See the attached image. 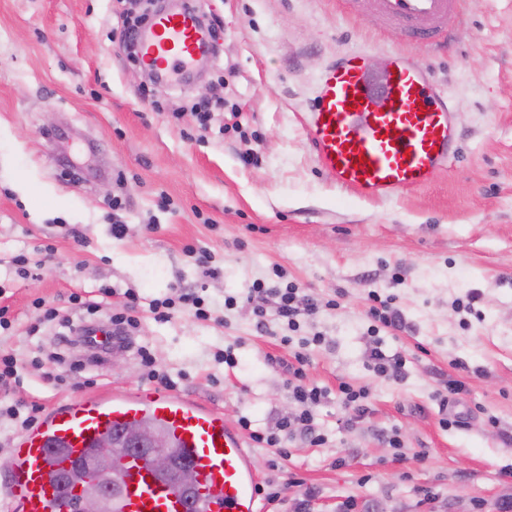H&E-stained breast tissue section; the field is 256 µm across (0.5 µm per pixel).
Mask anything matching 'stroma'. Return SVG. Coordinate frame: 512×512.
<instances>
[{"instance_id": "obj_1", "label": "stroma", "mask_w": 512, "mask_h": 512, "mask_svg": "<svg viewBox=\"0 0 512 512\" xmlns=\"http://www.w3.org/2000/svg\"><path fill=\"white\" fill-rule=\"evenodd\" d=\"M204 12L217 22L210 61L171 86L150 82L120 41L125 0H0V305L16 317L0 350L25 364L11 399L43 415L103 389H155L164 375L230 425L274 430L299 410L285 369L296 346L276 318L257 329L246 297L257 282L293 284L336 303L299 329L324 338L304 372L327 393L312 408L325 442L294 437L285 459L253 448L260 481L283 492L267 512H293L307 488L308 512H499L512 496V0H476L449 47L421 49L456 108L455 157L387 200L338 190L304 117L331 59L368 42L365 64L381 70L398 32L351 19L337 0H206ZM218 86L226 103L200 122L193 106ZM113 196L125 205L111 216ZM190 245L210 253L215 275ZM21 250L39 265L27 279L10 263ZM102 284L111 296L71 304ZM176 284L201 289L214 320L182 310L155 321L149 301ZM372 290L394 296L405 319L381 334L387 354L406 358L400 382L369 367ZM131 292L138 326L118 360L66 343L70 327L108 325ZM37 298L53 321H40ZM228 346L232 366L216 358ZM451 379L465 391L447 428ZM343 383L367 388L363 418L344 407Z\"/></svg>"}]
</instances>
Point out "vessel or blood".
I'll use <instances>...</instances> for the list:
<instances>
[{"label": "vessel or blood", "mask_w": 512, "mask_h": 512, "mask_svg": "<svg viewBox=\"0 0 512 512\" xmlns=\"http://www.w3.org/2000/svg\"><path fill=\"white\" fill-rule=\"evenodd\" d=\"M353 16L367 13L399 30L404 48L387 52L375 78L361 44L328 64L314 84L307 130L319 165L337 185L384 200L429 184L455 152L454 106L412 50L444 48L461 22L463 0H343ZM209 44L195 9L156 15L138 40L141 64L162 79H189ZM153 417L194 465L198 493L184 500L145 462L121 469L125 497L116 512H264L253 456L223 412L172 391L82 397L54 407L10 450L6 497L11 512H65L47 479L51 468L82 455L127 422Z\"/></svg>", "instance_id": "b4317fda"}]
</instances>
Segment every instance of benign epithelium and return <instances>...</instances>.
Wrapping results in <instances>:
<instances>
[{
    "instance_id": "obj_1",
    "label": "benign epithelium",
    "mask_w": 512,
    "mask_h": 512,
    "mask_svg": "<svg viewBox=\"0 0 512 512\" xmlns=\"http://www.w3.org/2000/svg\"><path fill=\"white\" fill-rule=\"evenodd\" d=\"M122 447L131 456L145 457L155 472H167L171 468L168 443L164 435L155 431L144 420L134 421L126 426L121 435ZM114 446L105 444L96 449L79 464L83 473H90L95 480L90 484L77 482L76 495L69 502L68 512H106L112 494H121L123 487L112 484L115 476ZM178 487L186 494H192L197 486V474L191 464L176 472Z\"/></svg>"
}]
</instances>
